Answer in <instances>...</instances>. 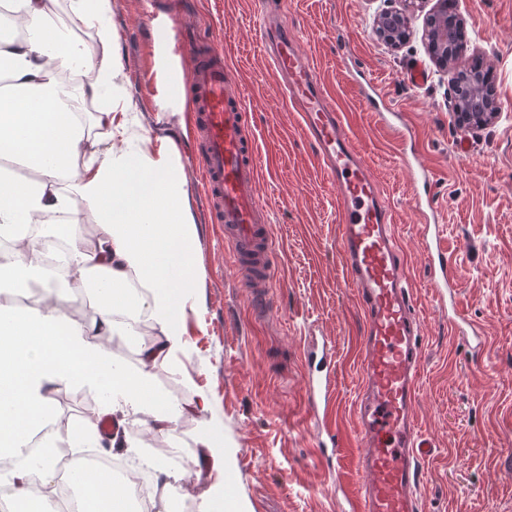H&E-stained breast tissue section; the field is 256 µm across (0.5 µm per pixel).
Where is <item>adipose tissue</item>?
Listing matches in <instances>:
<instances>
[{
    "label": "adipose tissue",
    "mask_w": 512,
    "mask_h": 512,
    "mask_svg": "<svg viewBox=\"0 0 512 512\" xmlns=\"http://www.w3.org/2000/svg\"><path fill=\"white\" fill-rule=\"evenodd\" d=\"M75 22L94 28L98 49L87 48L55 22L46 0H16L12 16L24 35L0 39V288H39L37 306L0 304V455L13 458V499L18 512H37L26 486L38 480L45 496L56 492V444L99 447L93 416L50 430L56 418L52 393L80 383L96 388L103 407L124 419L136 416L143 435L113 436L118 448H139L145 437L167 434L205 410L159 391L156 365L174 361L184 347L181 321L197 301L204 272L190 188L182 162L170 147L151 149V138L132 133L117 111H128L122 66L112 29L113 0H69ZM75 80L64 83L63 71ZM108 103L85 126L88 101ZM36 174L17 177L9 163ZM82 204L99 229L95 243L80 233L74 210ZM67 221L64 273L49 277L37 225ZM90 297L91 320L75 318L70 305ZM148 319L156 339L139 348V365L116 362L111 337L136 335ZM41 441L30 465L26 451ZM84 512H131L124 484L94 470L75 477Z\"/></svg>",
    "instance_id": "obj_1"
}]
</instances>
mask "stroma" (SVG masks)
<instances>
[{"label": "stroma", "mask_w": 512, "mask_h": 512, "mask_svg": "<svg viewBox=\"0 0 512 512\" xmlns=\"http://www.w3.org/2000/svg\"><path fill=\"white\" fill-rule=\"evenodd\" d=\"M162 2L114 0L112 15L137 127L181 156L204 270L201 300L183 321L186 347L155 368L154 382L183 401L209 397L208 416L223 426L233 451L227 493L246 512H336L326 466L304 422L303 379L309 337H328L343 411L351 413L364 320L336 245V194L278 91L256 26L259 0H183L172 19L161 12ZM456 2L471 48L493 71L502 107L499 119L478 131L456 126L451 77L430 58L422 12L411 13L410 37L393 49L378 39L373 19L399 0H269L318 66L395 213L424 336L417 421L433 445L423 461L424 512H512V0ZM176 28L208 36L245 83L248 123L268 161L259 195L276 245V286L260 310L239 288L220 230L206 221L195 145L184 133L186 86L169 80L170 71H187L189 58L158 53ZM415 63L425 70L418 85L408 80ZM366 77L384 106L403 113L416 153L434 176V218L459 309L487 338L480 355L449 335L438 310L420 249L422 220L398 160L401 143L366 111L360 93ZM56 404L70 423L102 409L95 389L79 385L66 387ZM197 425L189 417L174 434L148 438L138 453L111 447L107 454L132 467L146 458L186 457L202 474L188 484L194 499L212 471L211 458L195 444Z\"/></svg>", "instance_id": "1"}]
</instances>
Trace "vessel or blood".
<instances>
[{
  "label": "vessel or blood",
  "instance_id": "vessel-or-blood-1",
  "mask_svg": "<svg viewBox=\"0 0 512 512\" xmlns=\"http://www.w3.org/2000/svg\"><path fill=\"white\" fill-rule=\"evenodd\" d=\"M259 31L281 95L296 112L320 172L338 191L337 247L364 316L361 381L352 412L360 451L351 460L341 455L346 441L336 418L334 347L319 337L304 351L307 415L321 458L337 474V512H421V461L431 448L415 413L422 336L394 213L295 32L266 10ZM192 55L186 82L209 218L224 234L240 286L262 307L276 285L275 249L270 212L258 193L261 159L246 120L244 84L221 49L198 43ZM399 161L412 174L414 209L427 216L433 205L431 172L415 153H401ZM420 240L449 333L482 350L485 336L466 332L447 289L448 253L436 225L423 224Z\"/></svg>",
  "mask_w": 512,
  "mask_h": 512
}]
</instances>
